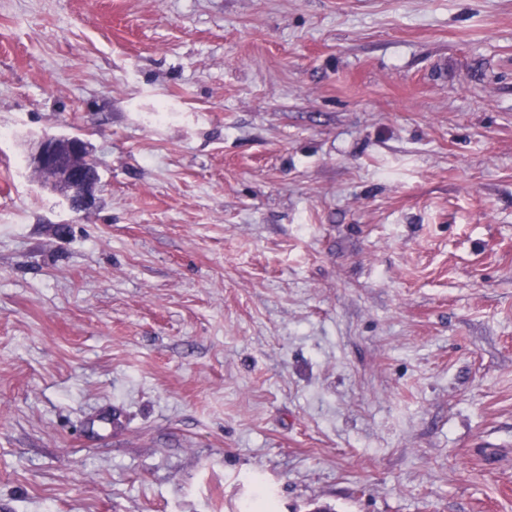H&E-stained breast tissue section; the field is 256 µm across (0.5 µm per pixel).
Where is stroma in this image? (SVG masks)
<instances>
[{
	"mask_svg": "<svg viewBox=\"0 0 512 512\" xmlns=\"http://www.w3.org/2000/svg\"><path fill=\"white\" fill-rule=\"evenodd\" d=\"M265 494L512 512V0H0V512ZM34 161L43 183L71 209H86L95 203L100 176L85 140L78 136L45 135Z\"/></svg>",
	"mask_w": 512,
	"mask_h": 512,
	"instance_id": "1",
	"label": "stroma"
}]
</instances>
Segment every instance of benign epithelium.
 <instances>
[{
    "instance_id": "7a95c632",
    "label": "benign epithelium",
    "mask_w": 512,
    "mask_h": 512,
    "mask_svg": "<svg viewBox=\"0 0 512 512\" xmlns=\"http://www.w3.org/2000/svg\"><path fill=\"white\" fill-rule=\"evenodd\" d=\"M34 161L43 183L70 208L81 210L95 203L100 176L85 140L78 136L45 135Z\"/></svg>"
}]
</instances>
